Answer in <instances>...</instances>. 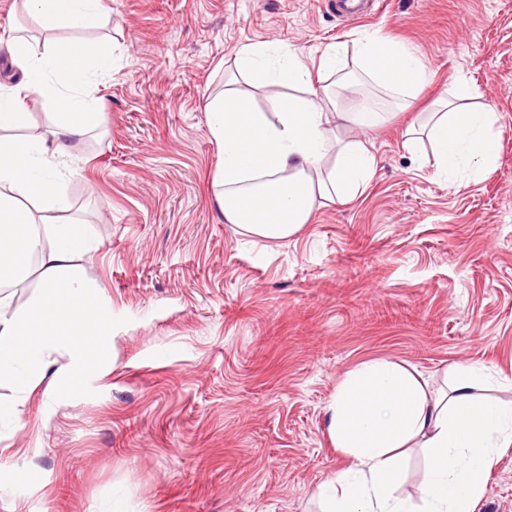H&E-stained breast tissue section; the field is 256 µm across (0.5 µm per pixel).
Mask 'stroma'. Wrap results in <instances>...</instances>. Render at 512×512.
<instances>
[{"mask_svg": "<svg viewBox=\"0 0 512 512\" xmlns=\"http://www.w3.org/2000/svg\"><path fill=\"white\" fill-rule=\"evenodd\" d=\"M95 28L36 30L46 44L112 40L96 88L102 122L76 148L67 211L93 248L80 264L110 315L108 371L58 398L41 383L20 423H0V512H318L315 493L349 466L325 408L348 373L384 359L448 390L485 367L512 401V0H103ZM404 43L427 79L413 98L359 67L363 31ZM288 43L338 105L388 112L367 134L374 173L353 201H317L308 224L264 240L225 223L224 158L205 108L229 79L268 105L237 65L246 44ZM470 82L496 112L492 171L448 184L407 128ZM477 512H512V447Z\"/></svg>", "mask_w": 512, "mask_h": 512, "instance_id": "1", "label": "stroma"}]
</instances>
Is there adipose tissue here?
<instances>
[{
	"label": "adipose tissue",
	"mask_w": 512,
	"mask_h": 512,
	"mask_svg": "<svg viewBox=\"0 0 512 512\" xmlns=\"http://www.w3.org/2000/svg\"><path fill=\"white\" fill-rule=\"evenodd\" d=\"M19 8L31 24L71 30L94 27L103 15L102 0H20ZM0 45L21 73L19 82L0 84V378L17 391L14 403L0 404V417L18 422L44 379L59 394L109 362L101 294L75 262L91 243L83 225L55 224L48 216L66 205L61 179L77 170L74 142L101 119L93 87L110 74L114 47L99 40L47 49L12 30L0 34ZM357 46L362 69L378 83L410 92L423 84L425 66L404 44L371 31ZM236 57L274 93L265 111L232 90L207 105L208 131L224 148L213 180L216 203L225 223L285 240L308 223L315 198L346 203L370 180L374 156L366 142L337 143V127L364 134L388 115L361 101L329 107L328 90L310 88V72L288 44L245 45ZM286 83L308 85L307 96L279 93ZM23 95L58 104L47 133L18 135L27 122L17 104ZM477 97L467 81H456L424 128L431 164L445 180L482 175L495 164L496 115ZM331 151L336 160L329 167ZM34 275L41 293L31 313L18 312L11 291ZM60 350L69 366L48 377L50 357ZM485 382L483 369L470 366L450 393L440 394L399 364L363 362L326 408L328 433L351 464L320 484V512H475L500 450L512 446V402L484 396ZM407 448L421 449L429 468L416 494L405 496L398 485Z\"/></svg>",
	"instance_id": "obj_1"
}]
</instances>
